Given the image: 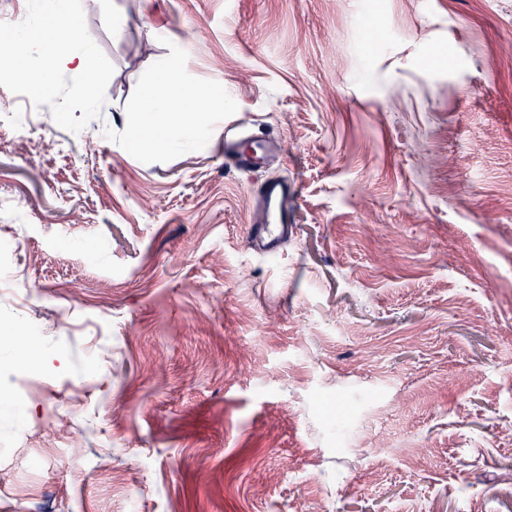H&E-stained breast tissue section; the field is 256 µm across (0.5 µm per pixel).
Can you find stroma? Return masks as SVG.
<instances>
[{
	"label": "stroma",
	"instance_id": "1",
	"mask_svg": "<svg viewBox=\"0 0 512 512\" xmlns=\"http://www.w3.org/2000/svg\"><path fill=\"white\" fill-rule=\"evenodd\" d=\"M363 2L82 0L100 114L0 124V319L41 331L0 343V392L41 385L0 512H512V0H377L373 46ZM178 48L224 115L133 148ZM236 125L280 142L248 175ZM267 178L299 192L264 256ZM247 131L238 128H229L224 131V166L239 172H252L261 165L265 155L271 148V143L265 139H257L258 151L252 154L242 153L240 143L249 137Z\"/></svg>",
	"mask_w": 512,
	"mask_h": 512
}]
</instances>
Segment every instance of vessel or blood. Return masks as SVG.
I'll use <instances>...</instances> for the list:
<instances>
[{"label": "vessel or blood", "instance_id": "vessel-or-blood-1", "mask_svg": "<svg viewBox=\"0 0 512 512\" xmlns=\"http://www.w3.org/2000/svg\"><path fill=\"white\" fill-rule=\"evenodd\" d=\"M247 132L243 129L229 128L224 132V165L226 168L247 173L261 165L265 155L271 148L268 140L258 142L254 153L240 151V143L246 139ZM258 205L262 210V218L254 223L249 230L253 241L260 244L266 251H275L279 241L286 237L293 222L292 207L296 195L294 186L279 181H268L254 188Z\"/></svg>", "mask_w": 512, "mask_h": 512}]
</instances>
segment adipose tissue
I'll return each instance as SVG.
<instances>
[{"instance_id":"obj_1","label":"adipose tissue","mask_w":512,"mask_h":512,"mask_svg":"<svg viewBox=\"0 0 512 512\" xmlns=\"http://www.w3.org/2000/svg\"><path fill=\"white\" fill-rule=\"evenodd\" d=\"M196 93L176 61H158L143 99L142 118L132 130L133 138L168 151L191 148L205 136L211 116L224 109L222 94L207 95L200 118L193 124H183L175 114Z\"/></svg>"}]
</instances>
